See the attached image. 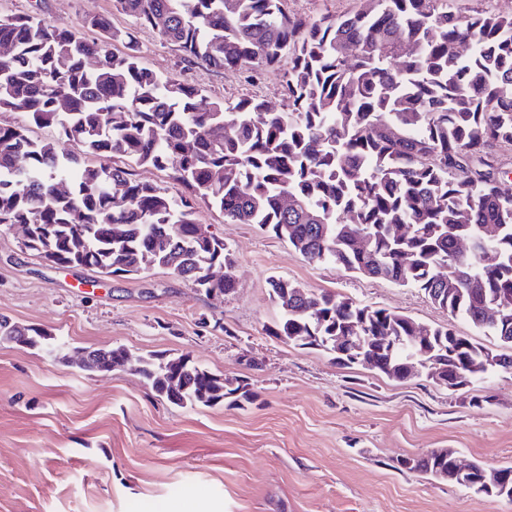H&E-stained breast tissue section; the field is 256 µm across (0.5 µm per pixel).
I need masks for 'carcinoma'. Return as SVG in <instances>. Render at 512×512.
I'll use <instances>...</instances> for the list:
<instances>
[{
    "label": "carcinoma",
    "mask_w": 512,
    "mask_h": 512,
    "mask_svg": "<svg viewBox=\"0 0 512 512\" xmlns=\"http://www.w3.org/2000/svg\"><path fill=\"white\" fill-rule=\"evenodd\" d=\"M352 15L302 21L283 0H115L140 27L160 28L187 67L285 68L286 104L256 98L224 105L181 78L142 65L131 29L93 16L86 39L31 15L0 16V110L21 125L0 123V228L26 224L24 247L62 266L106 276L172 270L208 295L233 288L231 276L206 269L233 265L224 239L197 236L193 197L231 224H256L310 263H330L369 278L418 288L451 315L496 338L508 353L482 368L489 349L443 327L431 328L432 353L400 349L390 368L377 336H407L414 319L319 293L275 278L281 315L269 334L299 346L311 336H368L369 367L396 380L397 369L435 359L448 375L474 367L471 380L512 371V307L486 320L482 304L512 299V191L501 186L490 150L512 147V15L439 7L442 0H361ZM120 43L121 53L112 45ZM466 46L456 54L452 48ZM348 46L351 54L340 49ZM101 64L92 68V53ZM401 61V69L391 61ZM52 128L81 153L33 140L26 127ZM91 156L101 160L88 163ZM124 159L169 170L190 191L174 199L160 185L130 178ZM493 225L489 240L483 228ZM406 228L400 239L385 234ZM371 239L357 251L352 238ZM468 240L465 255L457 241ZM0 342L66 358L69 343L0 315ZM123 346L88 349L80 369L119 367ZM135 371L177 407H242L254 394L241 378L216 375L189 356L139 357ZM400 464L433 478L452 468L442 448ZM480 492L507 497L512 466L480 482Z\"/></svg>",
    "instance_id": "1"
}]
</instances>
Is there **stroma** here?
I'll return each mask as SVG.
<instances>
[{
  "mask_svg": "<svg viewBox=\"0 0 512 512\" xmlns=\"http://www.w3.org/2000/svg\"><path fill=\"white\" fill-rule=\"evenodd\" d=\"M134 20L113 0H0V15H33L88 39L85 21ZM141 62L232 104L284 103L282 74L184 68L159 29L138 30ZM222 237L235 288L208 296L173 271L99 279L22 250L0 231V314L73 347L122 346L133 357L189 356L248 380L245 408H180L124 367L94 375L76 359L0 344V512H512V499L401 468L449 448L486 468L512 466V373L459 388L426 376L395 381L325 351L270 336L279 316L270 279L498 342L452 318L416 288L307 262L287 241L197 199Z\"/></svg>",
  "mask_w": 512,
  "mask_h": 512,
  "instance_id": "obj_1",
  "label": "stroma"
}]
</instances>
